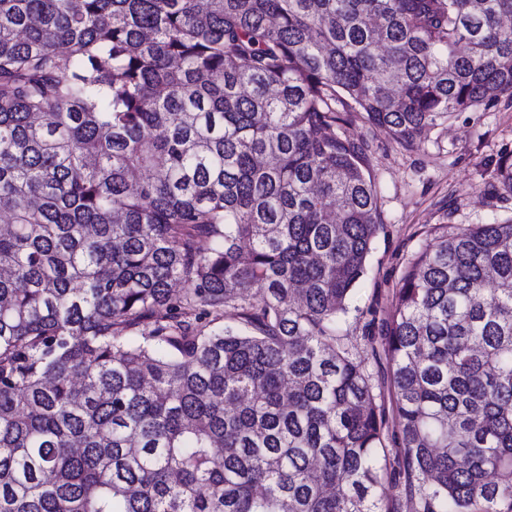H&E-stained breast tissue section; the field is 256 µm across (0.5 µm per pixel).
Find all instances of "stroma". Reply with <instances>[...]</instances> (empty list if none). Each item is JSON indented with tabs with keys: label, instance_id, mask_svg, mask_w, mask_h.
<instances>
[{
	"label": "stroma",
	"instance_id": "stroma-1",
	"mask_svg": "<svg viewBox=\"0 0 512 512\" xmlns=\"http://www.w3.org/2000/svg\"><path fill=\"white\" fill-rule=\"evenodd\" d=\"M351 137L371 147L385 237L369 257V272L358 283L343 323L346 341L364 358L376 379L388 372L364 340L368 309L388 316L405 263L424 239L435 240L442 224H490L512 219V194L494 188L500 158L512 154V104L455 113L424 134L410 150L385 129L356 118Z\"/></svg>",
	"mask_w": 512,
	"mask_h": 512
}]
</instances>
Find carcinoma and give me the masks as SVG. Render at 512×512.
<instances>
[{
	"label": "carcinoma",
	"instance_id": "cac0c4a2",
	"mask_svg": "<svg viewBox=\"0 0 512 512\" xmlns=\"http://www.w3.org/2000/svg\"><path fill=\"white\" fill-rule=\"evenodd\" d=\"M507 17L0 0V512H512V219L420 243L387 379L340 328L385 233L346 127L512 101Z\"/></svg>",
	"mask_w": 512,
	"mask_h": 512
}]
</instances>
